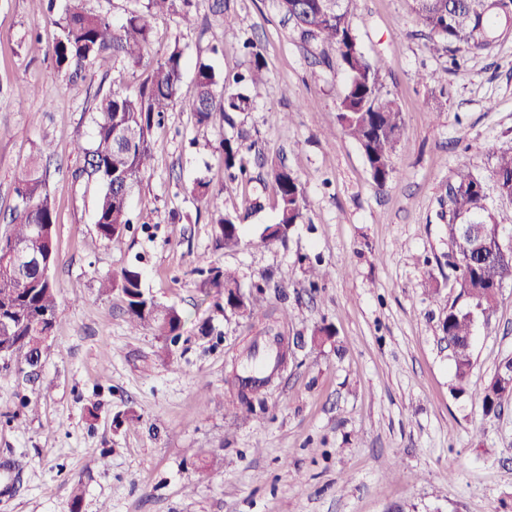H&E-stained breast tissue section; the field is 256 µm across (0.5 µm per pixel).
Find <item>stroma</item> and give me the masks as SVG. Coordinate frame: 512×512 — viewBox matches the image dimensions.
Returning a JSON list of instances; mask_svg holds the SVG:
<instances>
[{
    "label": "stroma",
    "instance_id": "1",
    "mask_svg": "<svg viewBox=\"0 0 512 512\" xmlns=\"http://www.w3.org/2000/svg\"><path fill=\"white\" fill-rule=\"evenodd\" d=\"M212 4L194 0L191 27L155 16L153 58L180 48L188 93L197 62L221 75L247 71L250 41L264 80L249 89L248 111L229 123L214 115L206 146L192 142L186 100L166 112L130 198L132 223L108 244L94 224L97 184L74 178L77 147L90 140L97 99L138 76L107 55L70 81L49 50L54 14L39 0H0V233L16 168L50 141L59 305L40 371L51 392L39 394L16 365L0 369V464L20 465L0 468V512H512V401L489 414L479 400L512 357V281L476 323L465 392L454 390L441 328L459 297L448 267L457 169L482 181L512 231V200L493 177L497 155L512 149V34L455 69L426 49L412 0H360L358 39L405 121L396 174L380 188L336 122L346 75L334 53L304 42L279 0H224L222 15ZM435 72L446 80L434 83ZM21 84L38 94L13 95ZM241 134L255 143L252 178L228 191L219 142ZM281 163L305 207L286 240L268 244L262 231L278 220L268 174ZM198 179L208 198L190 194ZM223 214L242 219L232 251L220 240ZM315 260L336 274L313 290L305 270ZM132 265L147 291L184 314L175 345L131 331L121 295L100 294L101 278ZM210 265L235 271L242 289L266 284L262 312L219 309L197 274ZM283 311L280 331L303 342L266 387L268 411L243 417L232 365L261 341L268 313ZM322 325L333 337L306 343ZM205 460L212 475L200 481Z\"/></svg>",
    "mask_w": 512,
    "mask_h": 512
}]
</instances>
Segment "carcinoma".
Instances as JSON below:
<instances>
[{"label": "carcinoma", "mask_w": 512, "mask_h": 512, "mask_svg": "<svg viewBox=\"0 0 512 512\" xmlns=\"http://www.w3.org/2000/svg\"><path fill=\"white\" fill-rule=\"evenodd\" d=\"M124 20L116 25L106 13L90 12L84 0H66L63 14L55 20L56 33L49 47L58 71L71 79L84 77L87 67L104 54L129 69L142 65L153 44L149 17L176 11V0H131ZM359 0H341L340 10L327 6V0H279V6L306 41L331 47L343 67L347 81L338 103L336 119L341 129L358 144L373 182L380 188L393 178V153L404 130L400 107L390 94L382 91L377 68L362 51L352 19ZM414 11L429 31L430 49L445 52L478 53L488 49L496 38L507 32L490 10L489 0H413ZM249 75L232 79L215 73L205 63L196 67L195 90L190 105L195 112L198 134L207 137L214 113L242 112L250 97L239 88L248 80L258 84L265 67L256 49ZM183 54L179 47L169 50L147 71L138 86L129 92L113 91L99 99L92 116L93 130L89 146L77 149L84 156L78 176L95 182L100 189L94 224L99 238L107 243L120 238L130 224L129 198L148 170L152 157L151 133L165 112L182 97ZM49 145H40L36 153L14 177V192L23 194L25 203L14 206L8 233L0 241V251L8 248L40 257L52 267L55 251V203L41 168ZM252 145L242 137L224 138L222 152L228 182L248 177L245 153ZM494 178L501 195L512 199V150L497 157ZM270 188L278 207V221L266 226L263 240L286 239L290 226L302 218L303 194L293 173L277 166L270 173ZM482 182L471 172L460 169L448 190V239L453 246L454 268L459 295L466 306L448 305L442 321L443 335L452 345L456 386L462 392L473 369L472 340L475 327L473 309L487 313L494 308L499 290L512 280V253L497 249L500 224L487 211ZM465 216L475 225V234L463 236L451 223ZM239 218L218 219L224 248L240 245ZM34 265L26 272L0 261V351L3 361L28 365L38 351L42 336L53 331L57 315V295L52 278L42 276ZM201 286L215 291L224 300L222 309L245 307L250 314L263 302L265 285L241 295L236 272L208 266L197 270ZM99 290L108 295L118 290L126 302L132 328L149 329L166 341L181 335L185 320L174 307L163 306L142 288V273L125 268L117 276L99 281ZM239 400L250 416L268 409L259 389L246 387L238 376ZM512 400V358L503 360L481 394L483 408L495 413Z\"/></svg>", "instance_id": "carcinoma-1"}]
</instances>
